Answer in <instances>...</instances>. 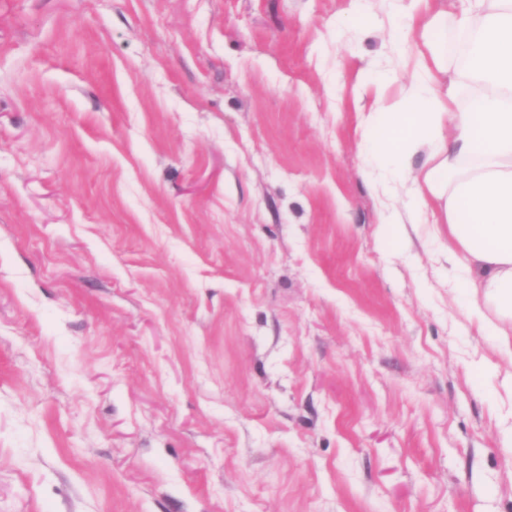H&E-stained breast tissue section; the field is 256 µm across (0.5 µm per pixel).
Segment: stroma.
<instances>
[{"label":"stroma","instance_id":"1","mask_svg":"<svg viewBox=\"0 0 512 512\" xmlns=\"http://www.w3.org/2000/svg\"><path fill=\"white\" fill-rule=\"evenodd\" d=\"M398 0H0V512H512V389L360 150Z\"/></svg>","mask_w":512,"mask_h":512}]
</instances>
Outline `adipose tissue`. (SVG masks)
I'll return each mask as SVG.
<instances>
[{
    "mask_svg": "<svg viewBox=\"0 0 512 512\" xmlns=\"http://www.w3.org/2000/svg\"><path fill=\"white\" fill-rule=\"evenodd\" d=\"M430 3L406 7L407 26L419 28L428 51L415 59L404 97L364 117L368 127L384 120L386 130L367 164L410 172V223L437 215L447 224L448 272L489 309L479 322L500 338L504 382L512 386V0H455L456 25L470 44L465 66L443 91L442 15ZM421 152L425 166L412 169Z\"/></svg>",
    "mask_w": 512,
    "mask_h": 512,
    "instance_id": "1",
    "label": "adipose tissue"
}]
</instances>
